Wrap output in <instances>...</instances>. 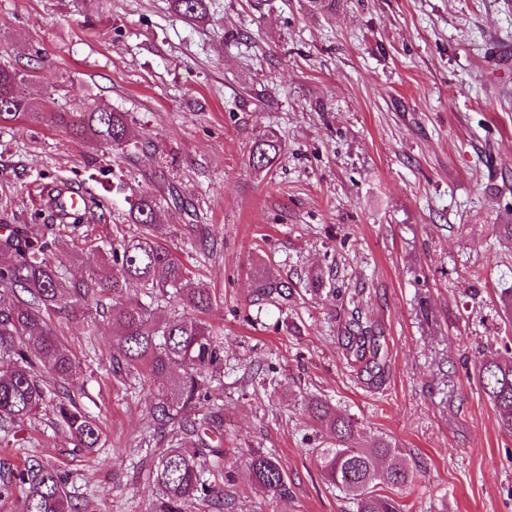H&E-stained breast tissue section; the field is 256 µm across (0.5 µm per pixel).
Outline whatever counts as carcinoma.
Instances as JSON below:
<instances>
[{"label":"carcinoma","instance_id":"obj_1","mask_svg":"<svg viewBox=\"0 0 512 512\" xmlns=\"http://www.w3.org/2000/svg\"><path fill=\"white\" fill-rule=\"evenodd\" d=\"M173 4L187 20L204 16V0H173ZM23 81L20 70L0 64V123L20 117L42 123L38 106L17 91ZM51 116L72 137L100 148L120 147L133 136L127 115L105 104ZM278 153L273 141L257 143L250 150L249 166L263 170ZM34 190L43 197L42 208L30 215L31 221L46 226L40 236L15 221L9 204L0 203V227L5 230L0 235V422L21 423L48 409L76 448L97 447L102 435L97 420L70 394L51 396L42 374L64 381H74L78 375L69 348L54 331L52 317H76L87 303L110 296L113 371L120 376L166 379V387L151 402L152 419L161 429L193 439L190 448H170L158 455L152 476L162 501L156 512H187L197 500L211 503L221 498L223 491L204 479L209 457L222 454L210 440L224 435V405L211 394V383L224 371V337L201 318L217 304L216 295L209 288L188 287L189 268L153 239L156 211L148 195L135 199L129 208L131 220L143 234L112 240V267L81 280L66 277L47 260L48 252L59 249L65 237H87V228L105 223L107 212L99 202L85 198L79 210L68 212L60 188L39 184ZM138 291L175 299L193 316L175 314L156 321L151 305L132 297ZM369 333V327L357 323L344 337L360 362L368 354ZM478 381L500 427L512 433V362L483 356ZM310 418L334 438V446L319 449L317 462L325 480L350 500L352 512H403L393 490L413 482L416 473L404 462L399 446L382 436L363 442L358 422L337 414L323 400L311 402ZM248 468L262 492L286 491L287 473L275 456L256 451ZM6 498L16 499L20 512H75L62 474L37 457L20 469L0 461V500Z\"/></svg>","mask_w":512,"mask_h":512}]
</instances>
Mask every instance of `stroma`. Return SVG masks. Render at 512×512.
<instances>
[{
    "instance_id": "1",
    "label": "stroma",
    "mask_w": 512,
    "mask_h": 512,
    "mask_svg": "<svg viewBox=\"0 0 512 512\" xmlns=\"http://www.w3.org/2000/svg\"><path fill=\"white\" fill-rule=\"evenodd\" d=\"M202 21L172 0H0V61L50 112L93 103L126 113L125 147L80 143L51 120L0 124V199L39 204L45 176L103 198L110 215L51 261L69 278L104 268L113 235L140 232L129 201H156L155 239L211 288L224 336V455L208 478L220 505L191 512H348L315 451L317 397L365 435L396 442L419 474L407 512H512V434L474 370L512 357V0H205ZM282 145L270 167L255 142ZM177 190L185 209L174 208ZM288 283L278 305L261 282ZM378 338L380 382L347 356L352 318ZM83 389L48 378L98 416L87 452L44 412L0 428V459L56 465L77 512H149L159 451L154 381L112 370L108 309L57 318ZM282 461L288 491L264 496L245 462ZM279 153V146L274 141L256 143L249 153L248 163L255 170L269 167Z\"/></svg>"
}]
</instances>
